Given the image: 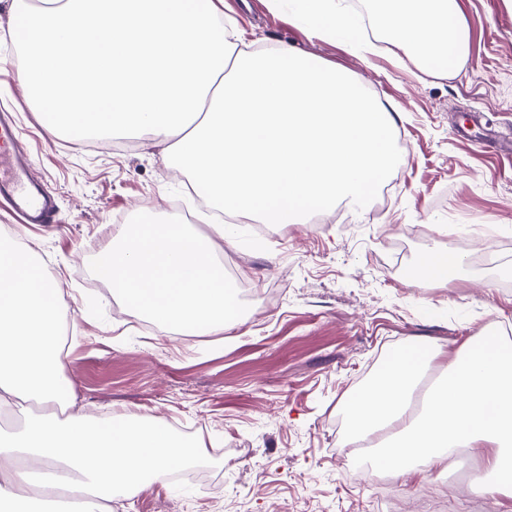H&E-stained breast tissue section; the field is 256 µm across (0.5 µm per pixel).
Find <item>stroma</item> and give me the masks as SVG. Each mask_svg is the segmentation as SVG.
I'll use <instances>...</instances> for the list:
<instances>
[{"label": "stroma", "instance_id": "35a3bbf8", "mask_svg": "<svg viewBox=\"0 0 512 512\" xmlns=\"http://www.w3.org/2000/svg\"><path fill=\"white\" fill-rule=\"evenodd\" d=\"M460 4L469 52L442 71L392 43L363 55L345 36L315 37L288 2L274 13L266 0H224L247 51L292 47L398 105L405 148L387 210L342 203L337 222L306 217L265 238V250L220 246L247 282L248 310L223 335L180 337L117 315L118 297L89 262L136 213L195 209L186 174L135 136L102 151L50 134L21 81L19 0H0V108L15 113L58 203L57 224L22 241L64 288L76 405L152 417L207 448L191 469L210 474V490L176 465L128 512H377L382 497L393 512H512L511 500L470 492L480 465L466 454L443 472L366 486L356 469L370 457L339 447L336 429L375 361L411 343L450 354L483 332H512V155L461 137L476 126L512 138V0ZM435 249L463 259L445 287L415 274Z\"/></svg>", "mask_w": 512, "mask_h": 512}]
</instances>
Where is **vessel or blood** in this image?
I'll use <instances>...</instances> for the list:
<instances>
[{
  "label": "vessel or blood",
  "instance_id": "obj_1",
  "mask_svg": "<svg viewBox=\"0 0 512 512\" xmlns=\"http://www.w3.org/2000/svg\"><path fill=\"white\" fill-rule=\"evenodd\" d=\"M0 202L22 224L42 225L55 221L53 195L34 172L32 158L24 152L9 113H0Z\"/></svg>",
  "mask_w": 512,
  "mask_h": 512
}]
</instances>
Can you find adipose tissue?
Returning <instances> with one entry per match:
<instances>
[{"mask_svg": "<svg viewBox=\"0 0 512 512\" xmlns=\"http://www.w3.org/2000/svg\"><path fill=\"white\" fill-rule=\"evenodd\" d=\"M320 38L353 35L357 22L331 0H298ZM397 45L422 61L447 66L467 53L458 0H378ZM63 288L46 277L18 236L0 235V412L27 402L38 408L16 427L0 428V512H38L51 490L78 499L83 512H112L161 482L173 465L202 455L160 423L140 417L96 423L67 410L65 355L59 343ZM435 351L413 345L393 355L377 380L344 403L346 433L338 442L379 439L377 467L401 475L446 468L460 449L484 461L473 490L512 498V342L475 336L449 360L428 395L411 411Z\"/></svg>", "mask_w": 512, "mask_h": 512, "instance_id": "obj_1", "label": "adipose tissue"}]
</instances>
